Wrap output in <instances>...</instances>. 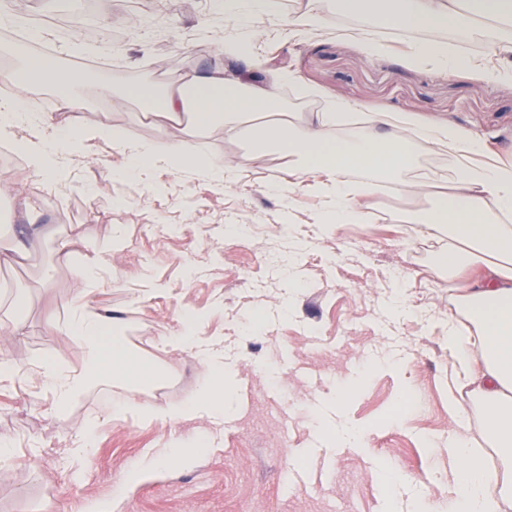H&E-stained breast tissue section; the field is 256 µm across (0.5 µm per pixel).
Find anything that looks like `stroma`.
Wrapping results in <instances>:
<instances>
[{"instance_id":"stroma-1","label":"stroma","mask_w":512,"mask_h":512,"mask_svg":"<svg viewBox=\"0 0 512 512\" xmlns=\"http://www.w3.org/2000/svg\"><path fill=\"white\" fill-rule=\"evenodd\" d=\"M281 4L278 18L231 25L214 0H100L97 23L120 31L116 44L78 62L61 42L51 51L91 110L113 112L139 140L159 130L140 118L147 100L125 99L129 88L158 90L186 72L222 67L254 82L278 76L279 95L304 114L342 101L352 104L355 122L390 112L419 125L449 124L512 161V78L489 75L493 36L450 39L475 65L444 71L409 58L425 32L383 24L395 0H370L347 22L331 6L321 26L301 31L290 21L305 0ZM229 41L249 45L245 64L223 53ZM202 139L214 162L238 164L223 193L166 167L147 180L103 179L101 161L117 166L123 158L101 143L86 144L59 185L21 167L10 173L14 190L0 197V230L22 232L20 204L29 198L47 235L24 259L0 265V334L20 369L0 379V443L11 448L0 460V512H454L449 457L460 423L491 486L512 476L467 381H456L464 420L448 412V328L464 336L477 328L441 266L447 235L422 231L433 195L382 182L372 223L328 227L319 193L299 187L288 212L271 192L291 178L282 155H255L248 139L220 131ZM117 231L123 245L89 298L102 314L122 317L136 351L166 363L170 379L142 398L175 401L200 389L202 362L158 344L191 314L199 340L223 350L232 377L223 420L108 417L127 395L110 382L51 411L38 362L61 353L80 366L78 345L59 325L81 288L76 269ZM61 240L72 244L66 263L55 258ZM92 422L94 449L72 468L65 450ZM181 436L207 442L192 466L132 475L147 450ZM292 471L305 474L304 485L289 482Z\"/></svg>"}]
</instances>
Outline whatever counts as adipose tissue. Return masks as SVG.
Masks as SVG:
<instances>
[{"label": "adipose tissue", "instance_id": "ef3b65f1", "mask_svg": "<svg viewBox=\"0 0 512 512\" xmlns=\"http://www.w3.org/2000/svg\"><path fill=\"white\" fill-rule=\"evenodd\" d=\"M507 19L498 42L500 67L512 76V0H398L386 14L385 23L393 28L426 29L432 38L415 43L411 57L448 70L471 67L470 58L449 54L440 33L452 30L475 34L474 17ZM19 61L17 67L1 70L0 81L21 90L33 82L55 85L63 115L52 112L28 113L19 95L0 99V137L17 138L31 171L49 183L67 176L81 143L96 141L119 151L124 157L122 170L103 162L104 179L116 173L150 176L165 164L180 171L207 170L217 184L230 183L236 171L233 162L206 165L197 155V143L189 140L181 124L189 116L195 130H223L238 136L244 117L257 121L252 128L256 152H282L293 169L294 181L277 185V193L292 199L298 184L312 180L327 200L322 216L326 224H366L371 212L368 201L375 193L371 181L353 182L354 169H369L402 183L404 192L426 193L425 182L403 179L414 158L413 137L406 124L380 112L371 116L368 126L346 129L347 103H335L333 111L312 112L302 124L285 120V107L273 84H258L240 73L215 69L191 71L167 86L158 106L151 108L153 121L163 127L162 137L150 141L128 137L109 113L87 121L85 108L76 96L74 84L58 60L30 58L27 46L10 48ZM425 141L447 143L459 158L456 176L448 192L421 219L432 236L449 234L468 247L467 254L449 250L443 265L449 274L466 272L459 299L478 327L476 337L448 333V348L469 385L485 405L488 431L503 444L512 445V226L495 224L490 207L512 210V164L488 162L489 150L481 140L461 138L456 129H426ZM72 321L61 325L82 350L81 367H72L61 355L44 357L40 377L50 392L55 408L62 409L103 379L136 389L162 380L165 365L131 349L124 336L113 333L111 316L100 313L88 299L78 297ZM195 321L184 331L166 339L171 350L196 355L207 375L193 395L176 402H141L136 406L145 422L177 425L204 415H224V357L204 350L195 337ZM466 432H459L450 456L456 473L453 494L461 512H497L500 499L512 498V484L502 486L499 496L486 488V474L469 451Z\"/></svg>", "mask_w": 512, "mask_h": 512}]
</instances>
